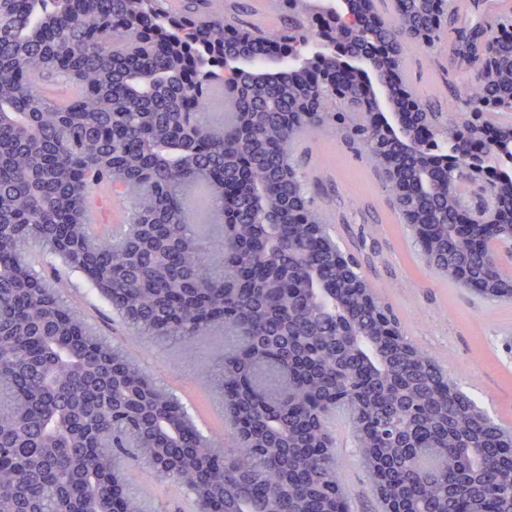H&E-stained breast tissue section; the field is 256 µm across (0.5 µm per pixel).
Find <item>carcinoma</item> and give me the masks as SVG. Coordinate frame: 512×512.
I'll return each instance as SVG.
<instances>
[{
    "instance_id": "obj_1",
    "label": "carcinoma",
    "mask_w": 512,
    "mask_h": 512,
    "mask_svg": "<svg viewBox=\"0 0 512 512\" xmlns=\"http://www.w3.org/2000/svg\"><path fill=\"white\" fill-rule=\"evenodd\" d=\"M25 0L0 23V512H142L126 460L147 480L186 487L196 512H348L329 419L352 425L364 470L385 512H512V428L488 417L452 383L349 263L312 229L323 222L324 182L288 177L303 131L332 132L366 150L387 186L428 178L405 217L429 222L417 239L448 281L491 298L512 296V275L483 224L469 242L456 224L480 200L499 212L494 237L512 241V184L482 195L463 171L448 174L438 144L414 155L393 140L373 153L371 131L318 83L322 60L284 64L261 90L239 71L192 84L193 50L211 62L264 64L275 47L325 15L276 0L280 26L255 28L245 2L217 15L212 0ZM457 23L448 0H391L392 19L372 44L397 68L410 37L428 52L448 17L458 58L477 93L463 114L512 98V26L496 0H477ZM157 48L127 52L130 23ZM494 32L495 67L485 54ZM220 85L229 107L212 120L204 91ZM437 132L459 123L422 105ZM512 109L490 110L487 138L512 131ZM268 191V224L252 223V191ZM133 200L118 238L92 231L90 192ZM200 189L213 223L206 240L189 218ZM48 258L33 266V247ZM81 273L136 335L155 343L224 330L213 379L232 433L204 434L177 396L94 332L68 301L54 261Z\"/></svg>"
}]
</instances>
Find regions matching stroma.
Segmentation results:
<instances>
[{
  "label": "stroma",
  "mask_w": 512,
  "mask_h": 512,
  "mask_svg": "<svg viewBox=\"0 0 512 512\" xmlns=\"http://www.w3.org/2000/svg\"><path fill=\"white\" fill-rule=\"evenodd\" d=\"M403 71L406 85L419 101L436 96L445 110L455 111L459 65L450 39H442L433 54L408 47ZM301 143L330 147L321 161L307 159L305 170L323 171L331 185L333 200L322 209L336 215L330 233L339 248L358 253L375 295L389 306L409 340L434 358L489 416L512 426V300L484 298L429 269L365 153L329 133L303 135ZM70 282L69 300L144 371L173 391L187 384L210 387L222 365L223 335L202 336L190 343L145 341L131 335L104 297L89 295L80 274H71ZM330 430L333 453L343 464L350 512H380L347 417H332ZM140 494L147 512H195L191 497L172 482L151 481Z\"/></svg>",
  "instance_id": "obj_1"
}]
</instances>
